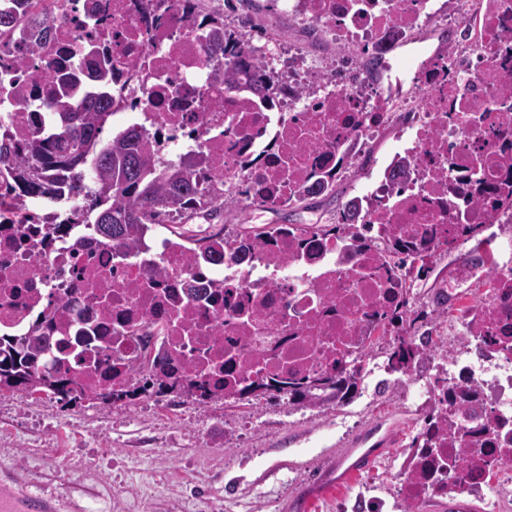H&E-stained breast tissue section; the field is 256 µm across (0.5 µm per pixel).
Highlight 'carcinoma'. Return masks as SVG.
I'll use <instances>...</instances> for the list:
<instances>
[{
	"label": "carcinoma",
	"mask_w": 512,
	"mask_h": 512,
	"mask_svg": "<svg viewBox=\"0 0 512 512\" xmlns=\"http://www.w3.org/2000/svg\"><path fill=\"white\" fill-rule=\"evenodd\" d=\"M22 10L0 9V47L11 44L9 37L21 22L29 21L46 37L52 30L48 8L40 0H22ZM209 38L214 50L229 52L233 68L222 73L224 81L235 75L234 67L251 62L254 76L270 69L268 63L252 58L244 35L213 19ZM92 85L78 93L62 94L53 101L55 111L46 123L33 122L27 139L18 142L0 125V205L25 196H45L64 200L75 193L81 203L69 209L65 224L45 219L46 234L63 230L64 225L94 224L104 236L120 245H130L149 224H186L199 215L218 217L224 213V193L204 194L194 181V172L203 163L199 154L179 157L162 168L154 165L150 145L140 134L126 129L104 144L100 133L112 115V85L109 67L101 63L91 72ZM53 323L38 321L31 335L0 338V384L8 382L21 392L35 379L50 378ZM338 380L330 377L294 388L290 404H320L322 393L337 390ZM189 380L178 383L170 373L149 372L131 392L152 391L160 397L187 396L200 405L207 393ZM50 396L64 404L78 405L87 399L117 401L121 394L112 390L87 391L70 376L56 380Z\"/></svg>",
	"instance_id": "obj_1"
}]
</instances>
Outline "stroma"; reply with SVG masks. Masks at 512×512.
Returning <instances> with one entry per match:
<instances>
[{
    "instance_id": "35a3bbf8",
    "label": "stroma",
    "mask_w": 512,
    "mask_h": 512,
    "mask_svg": "<svg viewBox=\"0 0 512 512\" xmlns=\"http://www.w3.org/2000/svg\"><path fill=\"white\" fill-rule=\"evenodd\" d=\"M248 17L254 42L287 27L269 0H226L224 20ZM355 180L295 211L298 224L336 223L338 204ZM251 209L240 204L181 229L199 238L239 232ZM405 384L392 383L354 403L304 413L287 400L188 404L166 397L149 410L88 400L65 406L43 395L0 396V467L38 470L70 497L65 512H292L301 491L319 481L324 463L359 440L388 443L373 467L313 512H370L390 499L411 441L415 416Z\"/></svg>"
}]
</instances>
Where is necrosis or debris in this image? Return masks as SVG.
Here are the masks:
<instances>
[{
	"instance_id": "necrosis-or-debris-1",
	"label": "necrosis or debris",
	"mask_w": 512,
	"mask_h": 512,
	"mask_svg": "<svg viewBox=\"0 0 512 512\" xmlns=\"http://www.w3.org/2000/svg\"><path fill=\"white\" fill-rule=\"evenodd\" d=\"M46 3L51 35L33 48L17 30L24 60L0 68V121L16 136L62 92V73L85 84L106 60L112 110L147 136L155 163L203 149L200 187L228 198L244 187L295 207L355 175L383 132L396 147L349 198L343 229L280 224L249 251L220 240L197 252L152 231L119 246L91 224L48 237L25 198L0 218V337L54 314L58 356L85 388L101 359L132 388L152 358L213 399L253 400L338 372L368 390L392 375L402 336L424 417L395 504L470 498L493 510L512 497V0H276L340 55L271 38L288 68L269 89L214 78L227 61L210 50L205 15L172 0ZM448 247L478 259L422 293Z\"/></svg>"
}]
</instances>
